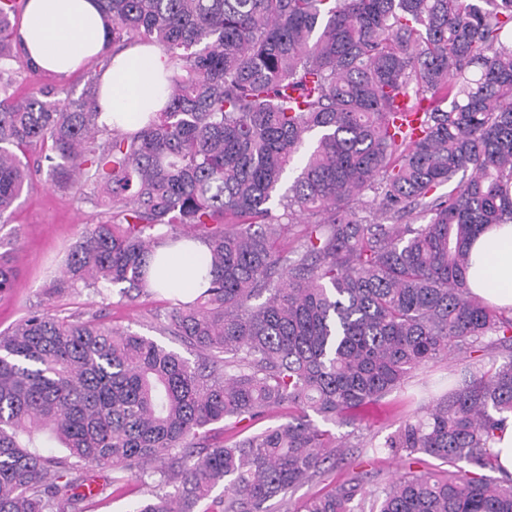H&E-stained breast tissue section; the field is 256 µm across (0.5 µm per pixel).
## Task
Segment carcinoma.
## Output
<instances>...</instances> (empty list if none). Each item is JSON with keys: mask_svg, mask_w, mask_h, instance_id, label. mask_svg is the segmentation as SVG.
Masks as SVG:
<instances>
[{"mask_svg": "<svg viewBox=\"0 0 512 512\" xmlns=\"http://www.w3.org/2000/svg\"><path fill=\"white\" fill-rule=\"evenodd\" d=\"M98 2L112 52L163 51L167 105L126 131L99 124L96 78L76 99L13 97L39 67L13 44L28 0H0V220L41 171L22 156L47 146L51 183L104 208L54 290L140 293L159 246L204 242L209 287L167 324L201 359L45 311L0 333V512H81V468L160 470L133 512H263L339 458L317 421L489 346L508 355L464 364L382 444L448 468L371 496L354 472L296 512H512V478L483 474L512 418V310L468 287L472 240L512 222V0ZM415 211L429 220L412 229ZM291 224L305 229L284 252ZM15 279L0 253V291ZM282 405L284 423L211 439ZM47 430L64 456L37 450Z\"/></svg>", "mask_w": 512, "mask_h": 512, "instance_id": "cac0c4a2", "label": "carcinoma"}]
</instances>
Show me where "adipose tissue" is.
I'll list each match as a JSON object with an SVG mask.
<instances>
[{
    "instance_id": "obj_1",
    "label": "adipose tissue",
    "mask_w": 512,
    "mask_h": 512,
    "mask_svg": "<svg viewBox=\"0 0 512 512\" xmlns=\"http://www.w3.org/2000/svg\"><path fill=\"white\" fill-rule=\"evenodd\" d=\"M19 31L29 58L40 68L67 75L104 48L106 23L96 0H29ZM166 59L154 45L137 44L118 54L101 78L100 124L140 127L144 114L168 98ZM151 275L155 288L183 301L195 299L208 284L201 241L164 249ZM468 286L500 309L512 308V222L494 224L471 247Z\"/></svg>"
}]
</instances>
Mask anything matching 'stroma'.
Listing matches in <instances>:
<instances>
[{"mask_svg": "<svg viewBox=\"0 0 512 512\" xmlns=\"http://www.w3.org/2000/svg\"><path fill=\"white\" fill-rule=\"evenodd\" d=\"M94 73L90 61L68 76L24 70L17 78L16 88L23 94L53 84L77 97ZM99 218L100 210L90 200L52 185L46 173L34 175L7 221L8 227L18 228L20 240L10 248L17 271L14 286L0 292V332L10 331L30 311L45 309L60 317L93 319L105 327L151 337L182 357L195 360L193 347L161 329L174 305L173 297L163 292L149 290L125 297L115 287L52 290L51 284L60 278L81 231ZM456 369L457 363L452 359L429 363L413 371L404 384L380 401L362 407L355 423L333 425L331 431L337 443L343 445L345 455L337 461L331 478H346L357 464L367 474L366 490L374 492L403 471L402 462L387 454L383 442L405 420L447 391ZM93 479L104 492L86 501V512H132L157 483L153 477L142 480L131 476L116 483L108 470L94 471Z\"/></svg>", "mask_w": 512, "mask_h": 512, "instance_id": "stroma-1", "label": "stroma"}]
</instances>
